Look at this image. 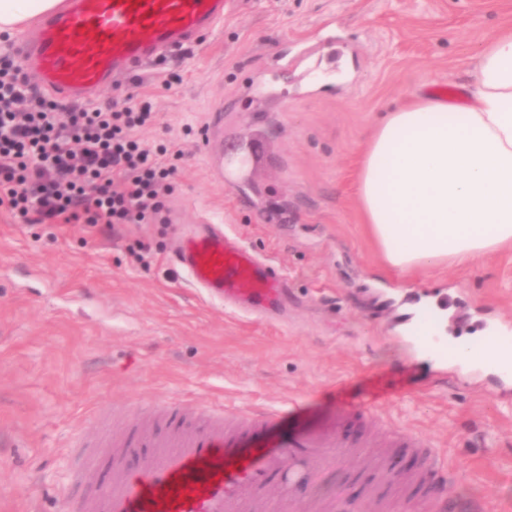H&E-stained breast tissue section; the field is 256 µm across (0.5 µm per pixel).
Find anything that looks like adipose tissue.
<instances>
[{
	"mask_svg": "<svg viewBox=\"0 0 512 512\" xmlns=\"http://www.w3.org/2000/svg\"><path fill=\"white\" fill-rule=\"evenodd\" d=\"M62 0H0V34ZM469 101L412 93L377 124L358 203L385 263L466 264L512 247V30L484 40Z\"/></svg>",
	"mask_w": 512,
	"mask_h": 512,
	"instance_id": "1",
	"label": "adipose tissue"
}]
</instances>
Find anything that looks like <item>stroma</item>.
Instances as JSON below:
<instances>
[{
  "label": "stroma",
  "mask_w": 512,
  "mask_h": 512,
  "mask_svg": "<svg viewBox=\"0 0 512 512\" xmlns=\"http://www.w3.org/2000/svg\"><path fill=\"white\" fill-rule=\"evenodd\" d=\"M512 26V0H228L224 21L181 53L88 101L153 102L148 145L182 153L170 215L208 217L280 266L288 306L274 321L224 307L172 258L168 224H22L0 211V512H74L78 445L162 425L159 402L191 420L213 407L300 413L284 431L372 403L384 430L429 437L459 491L512 512V385L456 367L450 342L512 333V249L419 271L388 266L356 201L360 161L385 112L417 89L472 83L482 42ZM265 117L263 170L227 187L204 132ZM148 246L146 261L129 252ZM444 339L443 360L408 336ZM321 498L358 499L350 469L313 476Z\"/></svg>",
  "instance_id": "35a3bbf8"
}]
</instances>
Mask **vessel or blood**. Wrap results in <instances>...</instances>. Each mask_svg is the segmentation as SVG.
I'll return each mask as SVG.
<instances>
[{
    "label": "vessel or blood",
    "instance_id": "1",
    "mask_svg": "<svg viewBox=\"0 0 512 512\" xmlns=\"http://www.w3.org/2000/svg\"><path fill=\"white\" fill-rule=\"evenodd\" d=\"M226 0H64L45 15L36 38H21L22 61L33 65L42 87L64 101L81 102L89 93L183 50L224 20ZM264 161L266 137L253 133L245 142L229 140L212 154L211 168L224 184L241 174L242 152ZM177 263L188 279L209 296L249 312H269L283 300L284 277L213 223L197 224L181 236ZM373 406L345 409L337 424L271 434L285 412L251 410L224 421L212 413L197 430L188 429L177 401L163 404L166 436L136 465H116L111 480L97 485L99 458L80 451L72 477L92 486L79 512H267L271 482L281 490L282 512H336L333 501L300 496L316 473L354 463L367 493L357 512H483L477 496H461L456 478L437 462L426 439L415 433L381 436L371 455L367 442H346L337 425L371 418ZM431 460L421 473L403 472L398 449Z\"/></svg>",
    "mask_w": 512,
    "mask_h": 512
}]
</instances>
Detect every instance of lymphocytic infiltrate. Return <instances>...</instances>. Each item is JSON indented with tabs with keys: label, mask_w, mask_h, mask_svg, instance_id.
<instances>
[{
	"label": "lymphocytic infiltrate",
	"mask_w": 512,
	"mask_h": 512,
	"mask_svg": "<svg viewBox=\"0 0 512 512\" xmlns=\"http://www.w3.org/2000/svg\"><path fill=\"white\" fill-rule=\"evenodd\" d=\"M150 102L65 107L0 52V210L25 224H164L180 151L136 136Z\"/></svg>",
	"instance_id": "obj_1"
}]
</instances>
